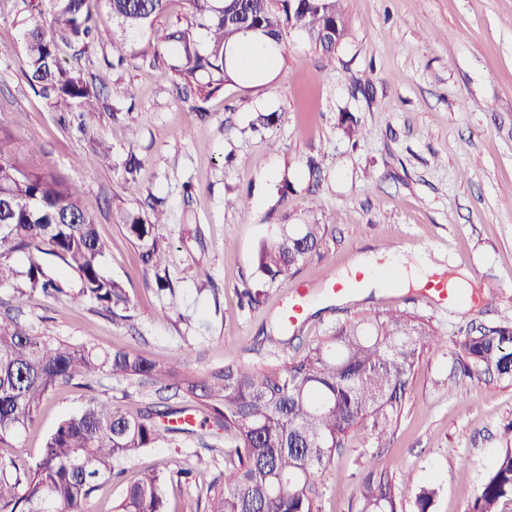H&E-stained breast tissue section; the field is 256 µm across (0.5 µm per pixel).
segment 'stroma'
Listing matches in <instances>:
<instances>
[{
  "instance_id": "obj_1",
  "label": "stroma",
  "mask_w": 512,
  "mask_h": 512,
  "mask_svg": "<svg viewBox=\"0 0 512 512\" xmlns=\"http://www.w3.org/2000/svg\"><path fill=\"white\" fill-rule=\"evenodd\" d=\"M22 8V0H0V140L30 166L79 187L105 246L102 271L125 288L130 317L73 301L79 280L55 261L47 271L65 293L29 291L20 256L0 278V310L14 308L35 332L75 345L171 363L188 352L201 374L302 356L337 321L370 310L415 313L448 345L423 355L391 435L375 440L363 425L350 433L320 477V512H355L357 484L374 456L397 482L434 485L431 512H465L499 448L512 442L504 433L512 383L461 377L458 360L468 333L512 324V0H347L348 35L335 55L288 33L271 71L225 83L205 101L178 77L174 55L117 64L105 42L86 56L64 50L105 103L95 124L112 160L94 167L85 163L88 142L59 124L24 77ZM260 112L279 119L253 130ZM349 117L360 129L354 140L343 133ZM131 153L141 160L134 193L122 167ZM228 199L236 207H225ZM155 204L166 215L159 232L170 246L169 292L158 290L122 224ZM307 217L327 227L320 248L286 281L265 285L259 305L242 302L244 286L257 280L262 242ZM367 250L443 253L451 275L467 274L469 286L436 303L421 282L391 273L378 295L360 297L353 285L343 303L329 300L325 275ZM301 282L307 292L299 300L290 287ZM173 296L182 303L177 314L166 310ZM298 301L305 315L287 326L284 314ZM277 332L285 344L262 346ZM93 396L132 411L159 399L104 374L86 387H62L26 431L0 443V470L10 475L36 461L56 423ZM233 461L223 431L202 423L128 462L123 477L97 492L93 512H112L140 468L193 467L196 480L165 488L170 512H183Z\"/></svg>"
}]
</instances>
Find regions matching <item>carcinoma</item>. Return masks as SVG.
<instances>
[{
  "label": "carcinoma",
  "instance_id": "carcinoma-1",
  "mask_svg": "<svg viewBox=\"0 0 512 512\" xmlns=\"http://www.w3.org/2000/svg\"><path fill=\"white\" fill-rule=\"evenodd\" d=\"M172 0H24L21 45L24 76L53 109L73 114L71 126L90 143L96 163L110 159V147L90 126L103 107L100 91L85 72L69 66L60 45L87 49L109 43L118 61L128 56L176 54L179 77L208 98L232 80V48L249 30L280 47L288 29H298L328 55L347 36L344 0H311L303 10L288 11V0H182L186 12L168 25L160 40L147 41L155 22ZM106 15L110 27L101 29ZM58 29L47 34L44 21ZM153 219L123 217L128 236L141 249L146 270L163 283L169 246L157 233L164 212ZM326 225L306 220L282 224L261 244L257 273L274 282L316 251ZM104 245L96 224L82 209L79 190L51 174L20 162L0 141V276L9 261L24 255L23 272L32 290L62 292L46 270L55 259L78 276V301L90 300L127 319L129 298L122 285L101 273ZM447 340L422 318L403 311L374 310L339 321L305 355L280 365L229 363L205 375L180 365L161 364L134 350L103 351L73 346L33 333L18 316L0 313V443L16 437L33 421L41 404L60 386L101 374L157 392L172 390L194 399L201 413L224 431V443L237 464L224 469V481L207 486L206 512H320L317 478L360 424L376 438L389 433L405 405L412 374L423 354ZM466 377L495 374L512 383V325L487 329L458 344ZM185 410L157 403L133 415L109 401L93 400L61 419L46 439L40 457L15 469L16 496L0 488V512H90L91 500L112 479L116 467L149 448L190 433L189 424L165 419ZM194 469L176 476L144 469L131 481L113 512H168L167 481L190 480ZM436 489L399 485L370 462L357 491L356 512H430ZM512 501V447L500 449L492 469L471 499L467 512H503Z\"/></svg>",
  "mask_w": 512,
  "mask_h": 512
}]
</instances>
